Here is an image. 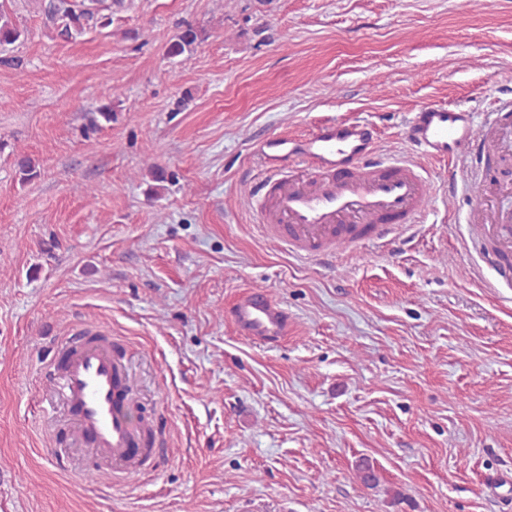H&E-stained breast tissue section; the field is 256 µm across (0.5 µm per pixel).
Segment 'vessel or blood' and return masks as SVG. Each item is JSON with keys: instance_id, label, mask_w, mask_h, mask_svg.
<instances>
[{"instance_id": "b4317fda", "label": "vessel or blood", "mask_w": 512, "mask_h": 512, "mask_svg": "<svg viewBox=\"0 0 512 512\" xmlns=\"http://www.w3.org/2000/svg\"><path fill=\"white\" fill-rule=\"evenodd\" d=\"M512 117V95L499 98L487 132L474 112L426 103L405 127L413 153L377 151L365 119L326 120L303 136L274 135L258 143L262 177L252 190L258 232L303 260L335 258L340 247L385 244L415 226L433 188L421 159H450L459 170L451 195H476V176L491 154L502 149L500 134ZM492 246L484 254L498 282L512 285V216L487 228ZM228 318L241 336L273 346L287 337L288 311L260 289L239 295ZM120 343L110 326L69 325L52 336L42 368L66 401L74 419L72 436L107 460L116 476L145 473L153 464L150 420H135Z\"/></svg>"}]
</instances>
